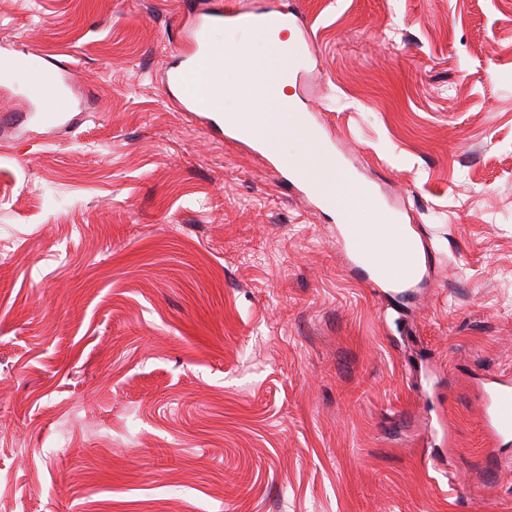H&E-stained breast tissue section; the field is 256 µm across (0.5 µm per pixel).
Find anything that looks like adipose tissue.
<instances>
[{
  "label": "adipose tissue",
  "mask_w": 512,
  "mask_h": 512,
  "mask_svg": "<svg viewBox=\"0 0 512 512\" xmlns=\"http://www.w3.org/2000/svg\"><path fill=\"white\" fill-rule=\"evenodd\" d=\"M225 69L238 71L234 84L224 87L225 94L234 96L247 112L246 119L225 114L224 122L234 127L241 138L261 145L271 154L281 152L283 123L298 120L295 99L289 96L290 83L285 66L270 65L266 57L232 48L221 50ZM314 181L326 187V201L335 207L338 221L353 239L372 249L380 268H387L394 254L402 249L416 250L414 239L403 225L394 222L367 186L340 164H326L322 155H314L308 164ZM372 215L371 223L359 220V208Z\"/></svg>",
  "instance_id": "ef3b65f1"
}]
</instances>
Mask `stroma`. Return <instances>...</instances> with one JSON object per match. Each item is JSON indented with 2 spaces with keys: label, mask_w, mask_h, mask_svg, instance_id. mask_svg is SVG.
<instances>
[{
  "label": "stroma",
  "mask_w": 512,
  "mask_h": 512,
  "mask_svg": "<svg viewBox=\"0 0 512 512\" xmlns=\"http://www.w3.org/2000/svg\"><path fill=\"white\" fill-rule=\"evenodd\" d=\"M293 12L297 110L419 240L402 297L336 211L168 100L188 0H0L73 129L0 77V499L15 512H512V0ZM40 78L49 85L58 88L60 93L56 95L54 98L53 109L52 112L47 111L46 104L44 100L37 94L35 98L39 104L40 111L44 109L46 112H43L44 117L47 120H56L59 116H63L68 112H73L74 103L63 93H61V89L68 86L72 79V66L69 62H59V64H55L54 67L49 68H36ZM49 85H34L33 88L36 91H40L48 94L49 96L53 94V88ZM349 248L354 259L361 260L365 265L369 266L370 274L374 276L372 279L376 287L383 286L384 288L399 287L411 282L416 273V266L418 264V257L413 255H405L395 261L394 267L397 272L391 277L381 275L380 271L372 265V261L369 259L368 249L356 245L352 239L348 237ZM484 428L498 446L512 438V387L494 386L484 392Z\"/></svg>",
  "instance_id": "stroma-1"
}]
</instances>
